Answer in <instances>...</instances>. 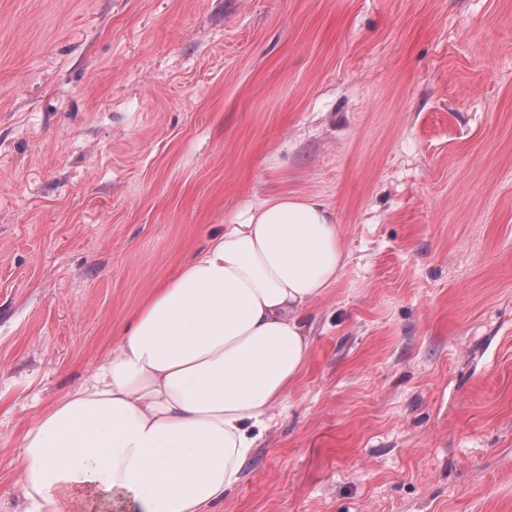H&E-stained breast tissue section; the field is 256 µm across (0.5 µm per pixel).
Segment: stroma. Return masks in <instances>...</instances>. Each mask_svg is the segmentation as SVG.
I'll return each instance as SVG.
<instances>
[{
	"instance_id": "stroma-1",
	"label": "stroma",
	"mask_w": 512,
	"mask_h": 512,
	"mask_svg": "<svg viewBox=\"0 0 512 512\" xmlns=\"http://www.w3.org/2000/svg\"><path fill=\"white\" fill-rule=\"evenodd\" d=\"M348 263L212 512H512V0H0L6 462L276 193Z\"/></svg>"
}]
</instances>
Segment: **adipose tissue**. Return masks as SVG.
<instances>
[{
  "instance_id": "ef3b65f1",
  "label": "adipose tissue",
  "mask_w": 512,
  "mask_h": 512,
  "mask_svg": "<svg viewBox=\"0 0 512 512\" xmlns=\"http://www.w3.org/2000/svg\"><path fill=\"white\" fill-rule=\"evenodd\" d=\"M347 257L330 205L271 195L134 313L8 465L24 512H206L241 478L299 377L304 317Z\"/></svg>"
}]
</instances>
